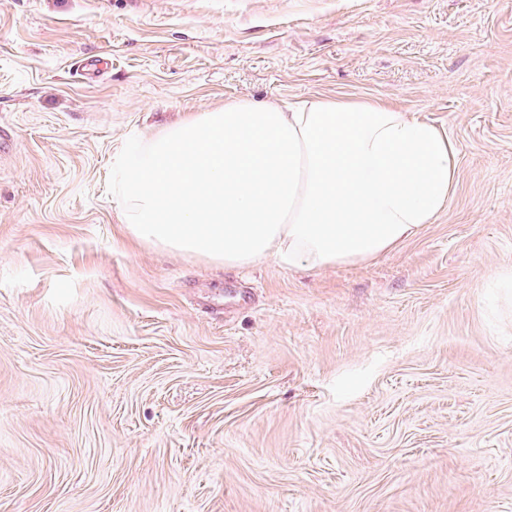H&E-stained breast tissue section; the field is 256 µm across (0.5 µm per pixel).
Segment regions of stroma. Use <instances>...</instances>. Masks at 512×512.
<instances>
[{"mask_svg":"<svg viewBox=\"0 0 512 512\" xmlns=\"http://www.w3.org/2000/svg\"><path fill=\"white\" fill-rule=\"evenodd\" d=\"M314 95L448 135L434 223L318 270L129 238L127 142ZM1 127L0 512H512V0H0Z\"/></svg>","mask_w":512,"mask_h":512,"instance_id":"35a3bbf8","label":"stroma"}]
</instances>
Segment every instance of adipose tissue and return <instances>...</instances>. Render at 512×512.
<instances>
[{"mask_svg":"<svg viewBox=\"0 0 512 512\" xmlns=\"http://www.w3.org/2000/svg\"><path fill=\"white\" fill-rule=\"evenodd\" d=\"M454 184L435 125L373 100L233 99L133 140L115 176L129 235L243 268L368 262L433 223Z\"/></svg>","mask_w":512,"mask_h":512,"instance_id":"ef3b65f1","label":"adipose tissue"}]
</instances>
